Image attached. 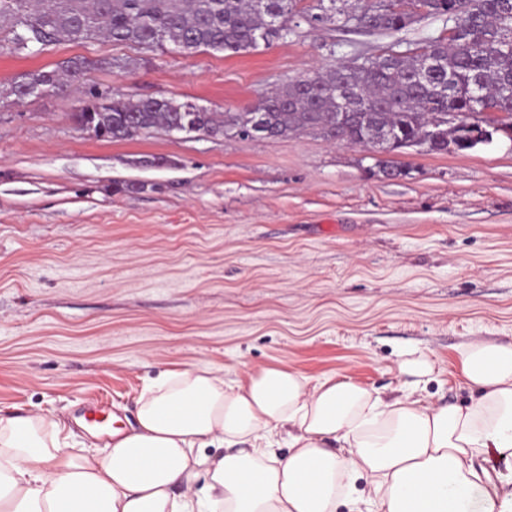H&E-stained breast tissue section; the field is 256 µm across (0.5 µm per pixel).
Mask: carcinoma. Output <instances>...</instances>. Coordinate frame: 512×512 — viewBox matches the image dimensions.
Returning a JSON list of instances; mask_svg holds the SVG:
<instances>
[{
    "label": "carcinoma",
    "mask_w": 512,
    "mask_h": 512,
    "mask_svg": "<svg viewBox=\"0 0 512 512\" xmlns=\"http://www.w3.org/2000/svg\"><path fill=\"white\" fill-rule=\"evenodd\" d=\"M316 0L310 17L343 30L344 17L364 10L361 32L396 34L414 20L392 9L388 0ZM296 0H0V52L19 54L28 33L38 45L59 40L138 46L146 50L188 44L192 53L213 51L250 53L281 36L267 26L276 14L295 12ZM430 16L459 8L453 42L433 38L421 44L438 61L418 79V55L392 59L384 65L369 62L348 68L340 64L312 75L307 87L285 82L245 112L185 111L186 103L173 98H111L92 113L94 124L109 139H127L155 129L169 131L191 119L193 130L206 135L238 134L251 128L260 113L273 137L318 134L339 145H364L369 131L387 127L399 140L396 151L421 147L428 152L454 154L469 150L472 130L434 119L450 111L474 112L478 125L492 130V110L509 109L512 99L502 91L512 88V0H423ZM98 62L70 59L52 70L18 76L0 92V99H22L24 89L38 86L50 95L79 80ZM480 86L483 101L473 98ZM364 100L379 103L375 112H360Z\"/></svg>",
    "instance_id": "1"
}]
</instances>
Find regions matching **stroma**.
Here are the masks:
<instances>
[{
    "instance_id": "1",
    "label": "stroma",
    "mask_w": 512,
    "mask_h": 512,
    "mask_svg": "<svg viewBox=\"0 0 512 512\" xmlns=\"http://www.w3.org/2000/svg\"><path fill=\"white\" fill-rule=\"evenodd\" d=\"M386 34L328 23L239 55L183 57L63 40L0 54V88L76 57L65 91L0 103V411L50 414L104 445L91 406L136 418L159 372L244 381L285 365L387 394L402 352L434 365L423 395L460 405L469 342L512 341V141L397 154L402 176L314 134L98 139L90 93L242 112L279 84L367 57Z\"/></svg>"
}]
</instances>
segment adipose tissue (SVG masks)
Wrapping results in <instances>:
<instances>
[{"mask_svg":"<svg viewBox=\"0 0 512 512\" xmlns=\"http://www.w3.org/2000/svg\"><path fill=\"white\" fill-rule=\"evenodd\" d=\"M458 361L464 406L419 397L434 367L414 351L391 396L283 365L243 384L169 369L100 451L56 419L0 415V512H512V341Z\"/></svg>","mask_w":512,"mask_h":512,"instance_id":"obj_1","label":"adipose tissue"}]
</instances>
